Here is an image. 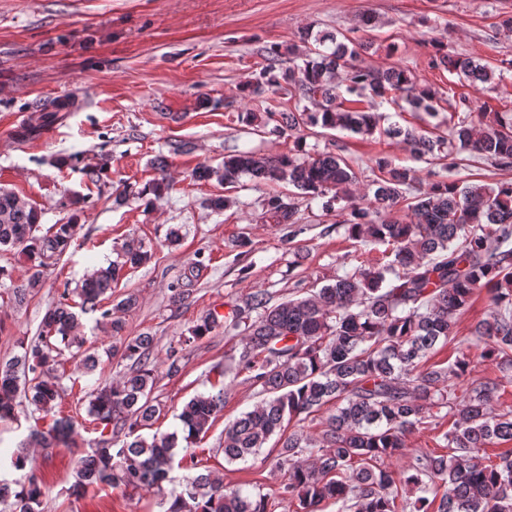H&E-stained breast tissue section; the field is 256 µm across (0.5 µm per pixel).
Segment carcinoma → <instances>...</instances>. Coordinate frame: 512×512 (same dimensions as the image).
Here are the masks:
<instances>
[{
	"mask_svg": "<svg viewBox=\"0 0 512 512\" xmlns=\"http://www.w3.org/2000/svg\"><path fill=\"white\" fill-rule=\"evenodd\" d=\"M328 50H311L298 65L281 71L268 65L264 84L277 91L281 83L313 107L295 105L288 112H269L263 126L268 134H296L294 148L277 157L239 151L217 166L202 164L192 173L198 181L235 186L247 177L258 185L284 184L311 198L332 194L340 207L348 237L361 243L382 244L381 256L361 262L308 296L270 305L268 294L256 289L225 315L208 313L187 341H197L219 327L243 329L242 348L234 359L235 375L260 387L262 400L224 427L222 450L227 464L246 463L275 440V471L283 479L275 496L296 505V512H321L333 502L338 512H512V450L486 464L480 453L512 441V409L494 408L500 384L487 380L458 390L468 362L459 359L445 367L428 365L436 345L454 342L459 317L478 289L487 290L490 308L469 335L460 339L479 357L512 371V180L493 185L434 180L422 185L413 167H390L380 159L384 176L361 194L357 173L339 154L306 153L303 131L321 127L373 135L380 121L378 102L399 95L415 112L435 115L443 93L419 86L402 67L363 69L353 63L357 51L327 34L318 39ZM433 66L463 76L472 86L486 89L504 77L512 60L494 70L482 59L462 57L435 46ZM367 95L366 106L357 97ZM448 140L413 133L399 126L383 129L390 138L404 137L417 160L444 155L450 170L457 155L468 151L504 169L512 167V112L476 109L466 98L448 103ZM165 166L137 192L160 200L171 189ZM417 188L407 205L410 219H381L400 202L406 190ZM278 224L297 223L295 204L281 196L266 199ZM37 208L17 193L0 187V247L14 249L28 261L25 281L13 288L14 300L45 284L46 271L64 256L78 225L68 221L36 234ZM151 252L136 239L121 246L116 259L83 276L76 288H64L48 308L40 335L22 352L0 362V425L17 419L18 373L34 375L25 398L34 411L52 416L45 431L29 434L5 459L0 469L20 474L0 477V501L11 498L12 512H39L45 484L27 471L32 447L67 448L75 444V422L57 416L62 390L59 372L68 351L80 356L83 373L92 372L97 353L84 345L85 324L72 311L76 297L81 314L97 313L96 324L122 337L124 325L112 310L100 306L126 270L142 267ZM193 266L186 282L173 289V302L189 296L198 280ZM153 338L123 337L121 353L131 361L121 380L95 385L87 392V415L100 432L110 431L77 460L74 487H132L163 490L173 483L176 469L185 471L179 489L163 498L164 512H267L270 494L228 490L209 472L199 471L193 444L206 436L224 408V377L228 369L214 367L220 380L199 392L177 415L179 428L153 430L163 415L154 396ZM327 409L319 434L305 421ZM448 454L423 452L407 467L389 470L384 463L404 455L405 438L419 429H439ZM153 430L150 435L147 430Z\"/></svg>",
	"mask_w": 512,
	"mask_h": 512,
	"instance_id": "obj_1",
	"label": "carcinoma"
}]
</instances>
